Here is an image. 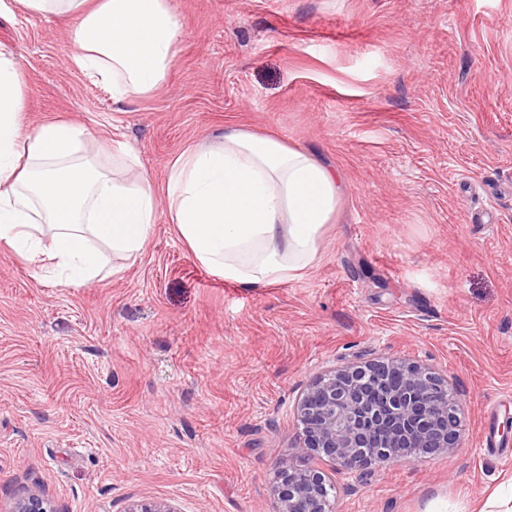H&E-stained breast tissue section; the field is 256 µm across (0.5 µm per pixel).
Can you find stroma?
I'll use <instances>...</instances> for the list:
<instances>
[{
    "instance_id": "obj_1",
    "label": "stroma",
    "mask_w": 512,
    "mask_h": 512,
    "mask_svg": "<svg viewBox=\"0 0 512 512\" xmlns=\"http://www.w3.org/2000/svg\"><path fill=\"white\" fill-rule=\"evenodd\" d=\"M165 83L122 103L66 59L73 19L0 15L24 122L120 133L164 189L234 125L343 196L319 256L259 288L202 266L159 207L137 260L62 286L0 244V512H270L318 374L404 358L459 404L453 455L334 475L338 512H512V0H170ZM11 512H56L50 501L37 493H29L14 502Z\"/></svg>"
}]
</instances>
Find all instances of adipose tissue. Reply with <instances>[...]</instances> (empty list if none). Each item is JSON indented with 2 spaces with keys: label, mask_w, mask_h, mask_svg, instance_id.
<instances>
[{
  "label": "adipose tissue",
  "mask_w": 512,
  "mask_h": 512,
  "mask_svg": "<svg viewBox=\"0 0 512 512\" xmlns=\"http://www.w3.org/2000/svg\"><path fill=\"white\" fill-rule=\"evenodd\" d=\"M15 2L74 17L71 66L118 102L165 82L183 35L169 0ZM21 86L16 59L0 49V242L59 284L104 277L112 254L136 259L163 204L194 258L224 280L278 282L317 260L342 187L312 156L228 126L220 141L178 156L160 191L138 156L117 147L104 165L71 123L25 130Z\"/></svg>",
  "instance_id": "adipose-tissue-1"
}]
</instances>
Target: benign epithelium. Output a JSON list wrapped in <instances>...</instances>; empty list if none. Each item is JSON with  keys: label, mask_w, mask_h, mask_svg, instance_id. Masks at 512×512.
I'll return each mask as SVG.
<instances>
[{"label": "benign epithelium", "mask_w": 512, "mask_h": 512, "mask_svg": "<svg viewBox=\"0 0 512 512\" xmlns=\"http://www.w3.org/2000/svg\"><path fill=\"white\" fill-rule=\"evenodd\" d=\"M296 463H281L271 490L272 512H336L327 475L308 465L326 460L338 470L368 468L458 447L459 416L448 382L431 368L401 359L345 365L314 377L296 406ZM11 512H55L29 493Z\"/></svg>", "instance_id": "7a95c632"}]
</instances>
